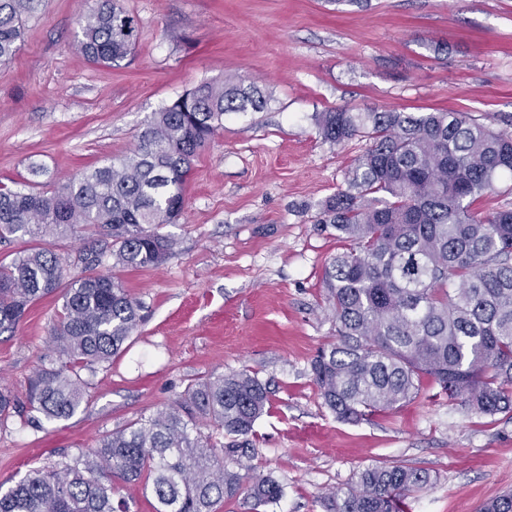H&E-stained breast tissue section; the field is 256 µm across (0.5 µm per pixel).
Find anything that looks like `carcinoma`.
Instances as JSON below:
<instances>
[{"mask_svg":"<svg viewBox=\"0 0 512 512\" xmlns=\"http://www.w3.org/2000/svg\"><path fill=\"white\" fill-rule=\"evenodd\" d=\"M31 10L32 0H0V62L16 53ZM136 36L117 0H94L78 46L88 60L112 63ZM267 104L253 84L204 83L154 113L122 158L42 190L0 184V243L29 245L0 262V334L32 303L63 291L50 337L59 365L30 383V410L59 421L82 407L81 372L111 364L140 319L139 304L102 268L162 264L173 241L159 229L180 216L193 161L224 115ZM317 128L332 145L369 141L321 212L320 223L350 242L325 269L336 340L312 363L324 405L358 422L415 398L427 377L477 414L512 413V207L474 208L502 172L512 173V132L465 112L348 108L319 113ZM78 224L98 238L57 253L53 239ZM269 394L248 371L201 379L170 407L104 436L82 466L0 484V512H126L112 505L113 482L144 476L155 512H217L242 492L260 512L283 496L278 481L247 465L245 436L268 411ZM17 413L15 395L1 388L0 423ZM202 420L243 441L217 453ZM431 482L421 468L368 466L353 487L321 501L327 512H399L403 498ZM479 512H512V493Z\"/></svg>","mask_w":512,"mask_h":512,"instance_id":"cac0c4a2","label":"carcinoma"}]
</instances>
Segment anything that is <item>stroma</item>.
Instances as JSON below:
<instances>
[{"label": "stroma", "instance_id": "obj_1", "mask_svg": "<svg viewBox=\"0 0 512 512\" xmlns=\"http://www.w3.org/2000/svg\"><path fill=\"white\" fill-rule=\"evenodd\" d=\"M131 55L90 62L77 47L93 0H35L0 64V183L36 189L128 154L153 112L199 84L255 83L260 112L225 115L195 158L162 265L116 270L141 319L111 366L84 372L86 404L47 422L0 426V483L88 454L99 439L175 403L196 381L247 370L270 388L249 437L254 474L284 488L265 512H325L369 466L404 464L433 483L401 512H477L512 490V413L478 415L431 379L416 398L360 423L336 419L311 373L336 324L324 271L347 247L318 221L362 153L321 140L335 108L465 112L512 132V0H119ZM40 174H33V166ZM60 295L0 334V386L26 403Z\"/></svg>", "mask_w": 512, "mask_h": 512}]
</instances>
